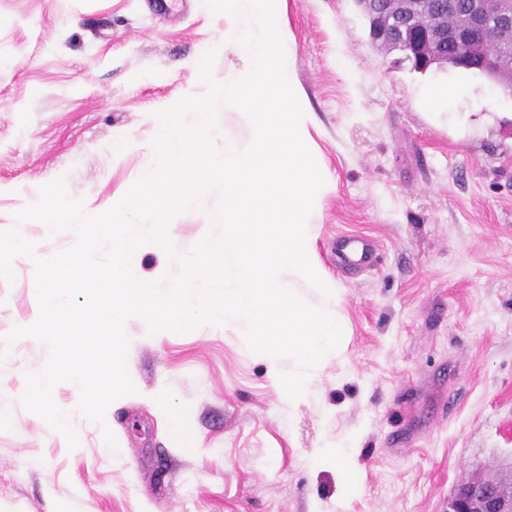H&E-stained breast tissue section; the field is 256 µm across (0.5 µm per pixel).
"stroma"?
Listing matches in <instances>:
<instances>
[{"mask_svg":"<svg viewBox=\"0 0 512 512\" xmlns=\"http://www.w3.org/2000/svg\"><path fill=\"white\" fill-rule=\"evenodd\" d=\"M0 0V230L39 251L73 246L14 215L65 177L89 214L114 206L153 162L156 111L206 86L194 64L215 50L216 81L244 64L204 0ZM291 65L331 185L312 250L340 292L348 334L312 393L288 404L272 365L232 327L149 335L125 323L137 392L105 423L53 399L79 445L27 411V374L48 347L15 341L0 361V512H447L459 481L512 463V92L481 74L420 73L371 42L355 0H286ZM450 86L428 108V89ZM207 211L173 219L188 252ZM377 248L374 268L340 270L337 237ZM0 279V337L32 325L35 264ZM181 412L174 425L173 412ZM111 429L116 448L104 442ZM347 447L358 484L342 494L322 449Z\"/></svg>","mask_w":512,"mask_h":512,"instance_id":"1","label":"stroma"}]
</instances>
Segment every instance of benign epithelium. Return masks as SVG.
<instances>
[{
	"instance_id": "obj_1",
	"label": "benign epithelium",
	"mask_w": 512,
	"mask_h": 512,
	"mask_svg": "<svg viewBox=\"0 0 512 512\" xmlns=\"http://www.w3.org/2000/svg\"><path fill=\"white\" fill-rule=\"evenodd\" d=\"M394 2L398 4L399 31L411 40L407 60L413 68L424 72L432 66L442 69L451 64L477 68L489 77L501 80L503 68L486 52V47L512 38V0H494L498 4V13L493 23L487 20L482 0H469L465 23L450 32L432 30L421 20L418 9L421 0ZM356 4L364 16L376 20L371 29V40L373 45H378L388 35V25L376 15L375 0H356ZM451 42L467 45V51L455 55L450 61L438 48ZM448 512H512V472L494 483L474 478L457 484L448 497Z\"/></svg>"
}]
</instances>
